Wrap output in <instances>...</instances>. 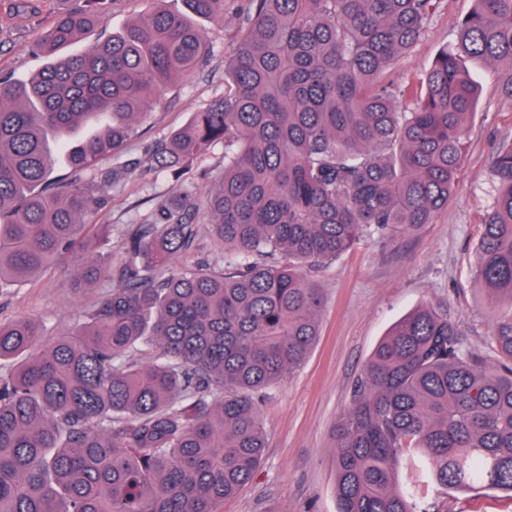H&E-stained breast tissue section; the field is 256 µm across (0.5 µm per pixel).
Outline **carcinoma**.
Segmentation results:
<instances>
[{"mask_svg":"<svg viewBox=\"0 0 512 512\" xmlns=\"http://www.w3.org/2000/svg\"><path fill=\"white\" fill-rule=\"evenodd\" d=\"M106 33L91 10L56 18L37 50L100 30L78 55L27 80L0 78V288L79 253L84 287L112 281L86 321L40 344L30 320L0 323V512H222L263 458L258 398L299 368L323 307L305 269L362 239L431 222L461 170L479 89L471 60L497 68L512 100V0H474L408 112L383 75L441 0H249L224 56V95L153 152L181 184L185 164L224 145L203 191L176 189L115 257L89 253L117 170L91 188L53 181L77 131L73 172L120 156L161 96L207 46L199 20L224 0H156ZM495 201L473 272L508 312L486 367L459 326L424 304L380 340L333 431L337 512H429L427 493L485 487L512 496V144L493 163ZM224 268L175 265L203 228ZM151 350L143 366L131 355Z\"/></svg>","mask_w":512,"mask_h":512,"instance_id":"1","label":"carcinoma"}]
</instances>
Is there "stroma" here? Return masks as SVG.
<instances>
[{
  "label": "stroma",
  "mask_w": 512,
  "mask_h": 512,
  "mask_svg": "<svg viewBox=\"0 0 512 512\" xmlns=\"http://www.w3.org/2000/svg\"><path fill=\"white\" fill-rule=\"evenodd\" d=\"M154 0H0V76L27 79L44 65L33 50L60 13H104L109 30L151 10ZM246 0H226L224 18L203 22L210 53L206 64L187 79L165 84L149 121L141 126L119 160L102 158L84 181L96 180L123 162L125 173L109 193L103 211L112 226L110 243L86 240L94 251L120 248L131 226L149 216L152 198L166 196L174 182L152 168L156 144L187 124L192 112L224 93V54L238 35ZM474 0H442L424 33L396 60L385 79L418 87L444 46L458 37V23ZM469 68L480 96L466 134L463 168L447 207L430 224L394 240L368 238L336 261L310 269L321 288L324 307L320 336L302 366L264 393L260 411L267 448L252 482L223 512H336L332 428L344 413L356 378L389 328L418 305L429 302L447 312L462 332L465 347L486 363L498 362L492 331L501 308L488 297L471 271L480 224L493 200V158L503 141L512 142V100L497 87L493 69L477 60ZM107 281L77 287L70 272L51 269L12 288L0 290V322L18 318L38 322L44 341L84 321ZM436 512H512V498L492 490L430 494Z\"/></svg>",
  "instance_id": "obj_1"
}]
</instances>
